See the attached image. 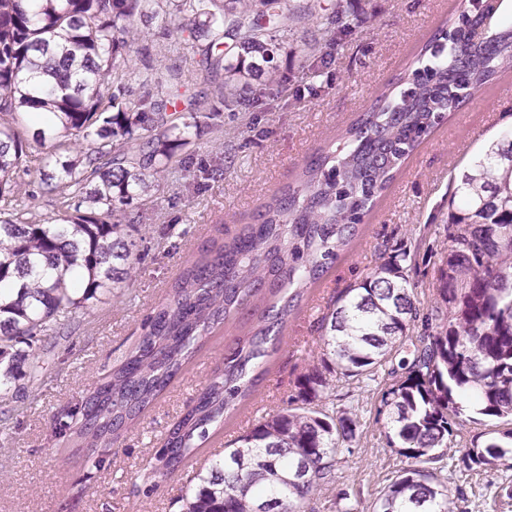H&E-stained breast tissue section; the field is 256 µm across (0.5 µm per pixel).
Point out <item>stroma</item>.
I'll list each match as a JSON object with an SVG mask.
<instances>
[{
	"label": "stroma",
	"instance_id": "1",
	"mask_svg": "<svg viewBox=\"0 0 512 512\" xmlns=\"http://www.w3.org/2000/svg\"><path fill=\"white\" fill-rule=\"evenodd\" d=\"M369 8L367 22L333 50L314 82L317 90H310L313 82L305 78L297 94L267 91L262 109L223 112V135L203 136L185 171L153 183L152 208L127 227L136 243L130 285L75 310L59 336L39 338L40 381L17 380L0 398V420L9 424L0 430V512H181L185 488L204 464L223 457L225 445L255 420L287 406L296 378L319 351L318 328L330 300L369 274L384 246L434 241L447 224L451 175L512 129V79L500 78L468 96L403 162L347 249L289 316L255 398L230 413L175 476L147 487L168 432L221 367L235 338L252 325L251 310L220 326L217 341L195 354L135 428L114 447L99 450L102 466L87 463L55 437L56 424L137 340L147 314L214 236L216 225L232 235L254 223L261 205L293 181L316 149L369 109L379 87L406 69L418 47L464 6L461 0H370ZM201 60L200 47L185 45L158 20L143 19L128 56L131 91H142L138 73L163 76L171 67L192 87L212 91ZM333 404L355 411L361 427L352 453L339 465L336 485L315 495L312 512H336V492L346 486L358 491L359 512H371L406 462L387 443L378 384L340 385ZM443 477L449 495L462 498L465 512H512V499L502 493L512 485V467L463 472L450 465Z\"/></svg>",
	"mask_w": 512,
	"mask_h": 512
}]
</instances>
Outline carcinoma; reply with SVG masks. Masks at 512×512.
<instances>
[{
	"mask_svg": "<svg viewBox=\"0 0 512 512\" xmlns=\"http://www.w3.org/2000/svg\"><path fill=\"white\" fill-rule=\"evenodd\" d=\"M145 16L204 42V69L222 78L211 94H188L181 83L154 94L150 86L161 80L146 72L138 75L144 92L131 97L125 65ZM368 18L366 6L350 12L343 0L332 12L318 0H0V358L9 356L0 389L16 362L38 372L14 343L58 333L72 310L131 279L135 243L124 227L143 218L147 179L176 168L192 134L219 128L221 112L262 105L242 98L251 79L263 76L281 93L298 78L274 65L281 46L269 24L289 32L313 20L332 42ZM484 22L481 12L448 16L451 40L423 43L414 66L379 90L338 143L317 149L293 183L267 199L258 223L229 238L219 227L147 315L137 343L55 436L99 465L96 450L138 423L218 325L257 311L170 430L151 479L179 471L197 441L250 399L288 315L438 118L512 74V25L498 20L476 41ZM319 45L303 49L301 69L316 70ZM39 113L53 126L37 129V138L75 135L84 146L42 159L43 184L62 199V213L32 220L34 196L15 191L14 175L31 163L15 125ZM451 198L461 207L443 228L444 248L424 253L434 265L435 301L425 307L412 295L409 251L380 253L323 317L319 362L298 378L288 407L198 472L183 496L186 512H305L336 481L342 444L356 438L355 414L320 405L343 381H385L387 443L407 460L375 512H454L442 471L456 446L466 471L512 467V131L453 178ZM480 417L498 428L460 444V427Z\"/></svg>",
	"mask_w": 512,
	"mask_h": 512,
	"instance_id": "1",
	"label": "carcinoma"
}]
</instances>
